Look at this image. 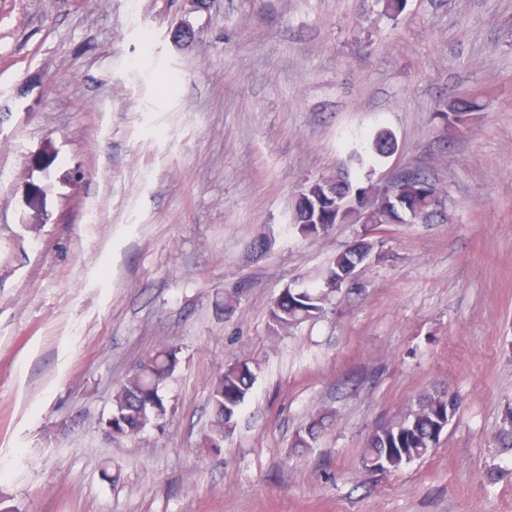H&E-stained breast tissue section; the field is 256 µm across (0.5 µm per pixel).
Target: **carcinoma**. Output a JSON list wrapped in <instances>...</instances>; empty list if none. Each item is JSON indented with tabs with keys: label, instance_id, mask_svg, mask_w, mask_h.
Listing matches in <instances>:
<instances>
[{
	"label": "carcinoma",
	"instance_id": "1",
	"mask_svg": "<svg viewBox=\"0 0 512 512\" xmlns=\"http://www.w3.org/2000/svg\"><path fill=\"white\" fill-rule=\"evenodd\" d=\"M482 109L481 97L467 95L442 105L437 115L445 127L458 128L468 125ZM339 179L338 175L311 180L308 183L311 194L295 199L290 223L300 234L317 236L336 224L351 220L348 212L336 207V200L325 198L326 189ZM359 191L373 202L367 215L369 224L404 223L415 214L428 220L443 205V197L435 184L415 172L407 173L392 193L372 186H362ZM374 248L369 240H357L330 259L320 274V282L285 288L270 310L272 326L288 331L321 318L327 312L332 294L346 286L345 275L367 260ZM178 362L177 349L172 346L155 348L140 360L113 396L112 414L107 422L112 435L134 438L149 424L164 418L167 409L161 390L174 374ZM254 380L249 363L238 360L228 364L212 384V421L204 436L206 446L217 448L232 433L237 413L250 394ZM458 410V399L447 391L422 392L405 415L377 425L368 434L361 453L362 468L387 473L422 458L436 446ZM332 421L330 414L311 419L296 434L293 447H314Z\"/></svg>",
	"mask_w": 512,
	"mask_h": 512
}]
</instances>
